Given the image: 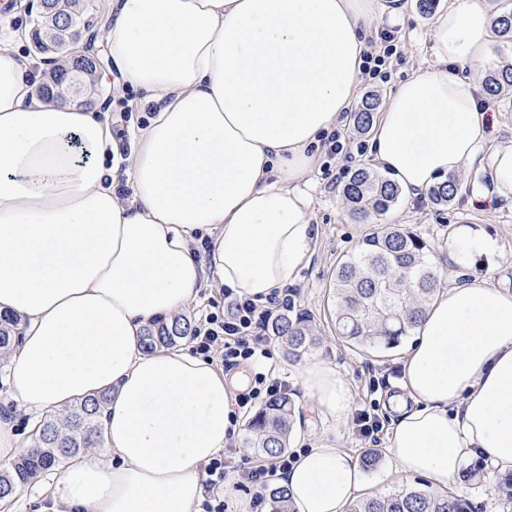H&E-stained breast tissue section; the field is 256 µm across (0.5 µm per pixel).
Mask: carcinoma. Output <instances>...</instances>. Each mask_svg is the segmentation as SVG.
<instances>
[{
	"mask_svg": "<svg viewBox=\"0 0 512 512\" xmlns=\"http://www.w3.org/2000/svg\"><path fill=\"white\" fill-rule=\"evenodd\" d=\"M87 27L77 0H46L32 42L37 52L60 54L65 66L50 72L39 87L41 95L68 100L77 93L85 102L97 92L96 60L86 54L74 57L67 45ZM484 91L497 96L512 88V63L486 69ZM376 102L367 99L354 113V127L367 130L373 122ZM460 180L450 177L430 188L436 205L450 204L459 194ZM351 215L361 221L386 214L400 199L398 185L369 167L351 171L342 189ZM430 245L420 234L401 224H384L365 237L357 250L336 266V333L355 349L390 350L422 324L427 309L439 292L440 277L429 259ZM271 332L298 358L318 345L308 319L301 313H283L270 324ZM191 320L183 315L160 318L145 329V349L172 347L189 337ZM21 340L18 318L0 315V358ZM109 401L102 394L72 406L65 414H47L32 434L30 451L12 468L0 471V500L14 497L26 485L53 468L61 470L69 460L101 440V417ZM295 401L282 394L254 414L248 422L245 447L274 458L288 448L293 429ZM272 512H291L288 491L281 485L268 489ZM348 512H472L468 501L452 493L435 494L421 487L399 489L379 497L360 498Z\"/></svg>",
	"mask_w": 512,
	"mask_h": 512,
	"instance_id": "carcinoma-1",
	"label": "carcinoma"
}]
</instances>
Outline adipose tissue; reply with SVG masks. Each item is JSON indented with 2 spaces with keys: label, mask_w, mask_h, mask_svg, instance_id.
Returning <instances> with one entry per match:
<instances>
[{
  "label": "adipose tissue",
  "mask_w": 512,
  "mask_h": 512,
  "mask_svg": "<svg viewBox=\"0 0 512 512\" xmlns=\"http://www.w3.org/2000/svg\"><path fill=\"white\" fill-rule=\"evenodd\" d=\"M393 0H111L104 35L119 82L151 109L120 147L99 112L33 92L31 63L0 48V314L26 322L7 359L29 413L100 394L103 441L64 472L63 512H198L204 467L235 434V382L190 347L145 350L151 320L193 302L204 274L262 303L293 283L314 241L311 173L324 133L360 83L365 27ZM489 0H454L430 32L437 65L400 84L369 141L375 163L419 196L474 167L471 197L512 201V140L487 150L476 66ZM211 243L201 264L192 244ZM458 259L502 246L460 225ZM389 399L396 473L447 489L484 454L512 471V290L451 286L415 329ZM298 382L324 422L351 411L348 382L310 361ZM364 482L319 442L281 480L294 512H344Z\"/></svg>",
  "instance_id": "1"
}]
</instances>
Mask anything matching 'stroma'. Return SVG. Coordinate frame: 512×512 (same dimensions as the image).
Listing matches in <instances>:
<instances>
[{"instance_id": "1", "label": "stroma", "mask_w": 512, "mask_h": 512, "mask_svg": "<svg viewBox=\"0 0 512 512\" xmlns=\"http://www.w3.org/2000/svg\"><path fill=\"white\" fill-rule=\"evenodd\" d=\"M405 9L403 17H382L376 20L367 33V45L381 50L385 47L384 35H392L397 47L389 59L387 81L363 79L356 100L375 98L378 105H385L388 97L398 85L418 70L433 65L432 41L429 32L433 15L422 14L416 0H401ZM83 18L89 23L93 39H81L85 51L105 57L104 33L110 24L109 0H82ZM99 94L93 97L92 106L111 120L115 130H124L129 123H143L145 113L136 111L132 102L138 96L129 85L113 82L99 83ZM481 107L486 112L487 131L490 144L512 140V92L506 91L496 97L480 95ZM337 128L343 129L349 157L326 160L318 156L311 174L313 202L312 224L316 239L308 261L299 279L290 285L295 311L309 316L310 324L319 339L316 348L307 353V360H320L330 364L348 382L354 408L374 406L380 418H387L384 407L385 393L392 382L402 376L403 363L408 352V343L387 352L373 350L358 351L349 348L336 335L333 280L337 263L356 250L358 244L369 233L383 224H402L420 233L430 244L431 259L441 271L442 286L460 285L484 276L491 277L496 285L512 289V203L495 199L482 203L470 196L469 180L473 171H464L460 176L461 192L449 206L434 205L428 194L416 198L400 197L398 203L385 215L361 223L349 214L342 197V186L348 173L357 167L367 166L371 157L363 149L369 136L356 131L351 113L340 115ZM471 224L481 227L496 236L502 252L495 261L489 262L475 257L465 264H457L448 255V242L457 225ZM300 360L288 357L280 341L271 344V356L258 364L244 363L239 371L251 375L253 371H272L274 378L285 383L288 393L299 409L291 433L288 448L292 451L310 447L319 441H329L348 449L354 457L374 448L385 452L386 434H379L371 441L359 437L352 420L338 425L323 423L317 416L311 400L305 395L297 381ZM464 470H479L474 480L456 478L449 490L471 502L473 512H512V502L494 489L497 472L487 467L482 456L469 457ZM365 486L362 496H383L391 491L413 484L428 487L426 478H405L391 471L388 460H381L374 469L364 472ZM59 472L46 473L37 481L18 492L8 507L0 512H58L60 505L55 497V484Z\"/></svg>"}]
</instances>
